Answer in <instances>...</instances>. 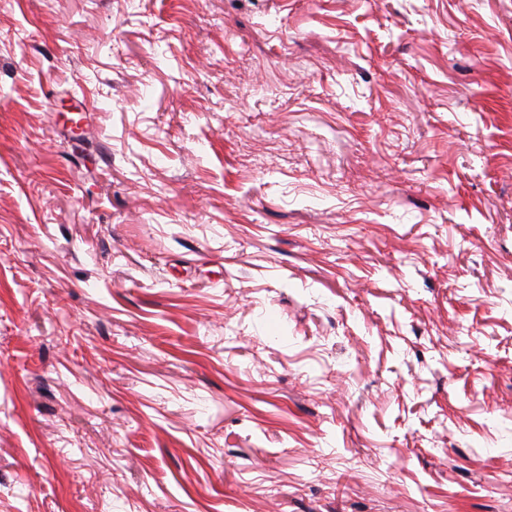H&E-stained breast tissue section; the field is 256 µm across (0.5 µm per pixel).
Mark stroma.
<instances>
[{"mask_svg":"<svg viewBox=\"0 0 512 512\" xmlns=\"http://www.w3.org/2000/svg\"><path fill=\"white\" fill-rule=\"evenodd\" d=\"M0 512H512V0H0Z\"/></svg>","mask_w":512,"mask_h":512,"instance_id":"obj_1","label":"stroma"}]
</instances>
